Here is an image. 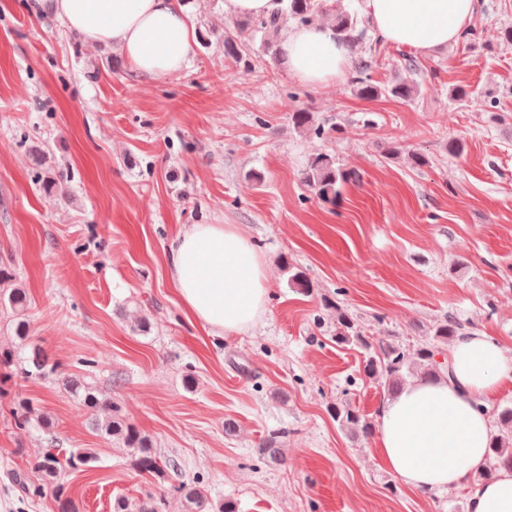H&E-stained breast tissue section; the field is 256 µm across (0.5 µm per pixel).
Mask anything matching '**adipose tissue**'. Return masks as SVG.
I'll return each mask as SVG.
<instances>
[{
	"label": "adipose tissue",
	"instance_id": "1",
	"mask_svg": "<svg viewBox=\"0 0 512 512\" xmlns=\"http://www.w3.org/2000/svg\"><path fill=\"white\" fill-rule=\"evenodd\" d=\"M37 19L62 21L92 44L119 48L134 71L164 79L193 51V28L181 0H27ZM478 0H364L384 43L426 56L457 43ZM281 53L290 72L311 86L344 80L350 49L316 22L286 32ZM170 277L193 318L212 336L242 334L265 313L269 268L233 224H194L166 247ZM448 375L414 379L379 410L377 446L385 466L420 490L464 488L468 512H512V471L487 481L491 419L482 407L512 386V349L465 331L448 350Z\"/></svg>",
	"mask_w": 512,
	"mask_h": 512
}]
</instances>
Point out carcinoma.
<instances>
[{"mask_svg":"<svg viewBox=\"0 0 512 512\" xmlns=\"http://www.w3.org/2000/svg\"><path fill=\"white\" fill-rule=\"evenodd\" d=\"M322 7V0H274V9L268 15L247 22L234 21L232 25L225 28L224 56L234 59L246 70L252 68L249 49L241 42V35L251 25L253 32L262 35L263 52L275 59L280 51L274 35L280 26L288 21L297 25H306L312 22ZM357 24V12L348 5L336 12L333 29L338 39L353 46L366 38L365 32L357 29ZM371 68L372 61L362 57L353 63L351 82L359 97L373 99L389 94L396 98L407 99L418 93L419 85L412 79H402L384 87L378 85L369 76ZM450 96L462 106L470 104L486 106L496 103L492 91L478 92L466 85L452 88ZM352 178L351 172L337 166L335 159L327 154L318 155L309 161L305 173L308 186L321 199L331 203L336 202V198L339 197L340 186ZM336 323V339L342 343L356 342L368 351L363 366L364 374L370 379L383 382L390 394L397 393L405 384L407 376L414 374L413 366L416 360L419 361L420 374L424 378H436L442 373H447L446 363L437 361L436 356L442 353L449 339L459 335L463 330L462 324L457 321L447 319L438 323L434 329L432 341L418 349L416 357L413 358L397 344L382 340L371 343L368 337L362 334L354 320L340 308L336 309ZM58 368V364L49 362L42 352L35 350L30 357L28 367L22 369V374L27 377H46L57 374ZM62 382L74 392L86 409L95 411L102 408L111 411L110 417L101 424V427L106 434L131 450V465L134 470L159 481L164 479L165 473L178 471L179 466L175 460L168 459L164 462L160 460L149 437L128 422L118 406L100 398L95 389L75 379L64 377ZM13 416L21 425L34 419L43 428H50L49 419L38 413L30 401L21 402L13 412ZM335 417L341 426L354 433L365 437L374 433V423L350 405L336 407ZM489 452L492 464L488 470L480 473V478L489 479L493 472L500 468L512 470V430L491 441ZM96 461L95 453L88 449L71 453L66 459V465L71 469L79 470L92 466ZM59 466L58 458L50 453L33 463V468L52 480L57 477ZM177 492L184 498L186 512H237V506L233 501L214 502L193 486L182 483L177 487ZM162 501V497L153 494H148L137 501L119 497L112 503V512H162Z\"/></svg>","mask_w":512,"mask_h":512,"instance_id":"obj_1","label":"carcinoma"}]
</instances>
